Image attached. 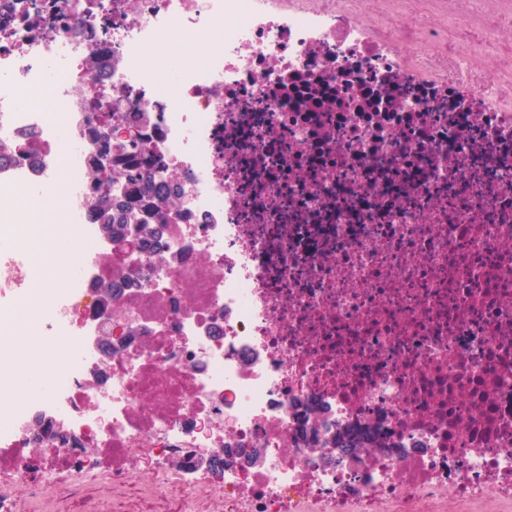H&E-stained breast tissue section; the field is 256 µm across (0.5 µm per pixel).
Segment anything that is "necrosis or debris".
Here are the masks:
<instances>
[{
    "mask_svg": "<svg viewBox=\"0 0 512 512\" xmlns=\"http://www.w3.org/2000/svg\"><path fill=\"white\" fill-rule=\"evenodd\" d=\"M137 112L192 190L160 252L93 221ZM57 196L80 275L0 373L46 420L0 468L203 448L224 512H512V0H0V209ZM32 288L16 232L0 293Z\"/></svg>",
    "mask_w": 512,
    "mask_h": 512,
    "instance_id": "obj_1",
    "label": "necrosis or debris"
}]
</instances>
